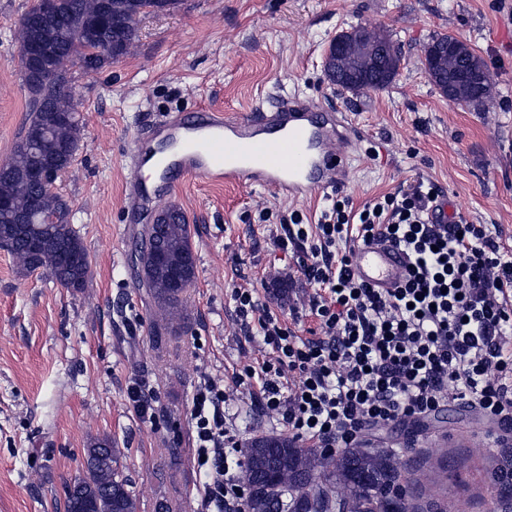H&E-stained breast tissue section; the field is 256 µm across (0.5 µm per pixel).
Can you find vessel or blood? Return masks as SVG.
Wrapping results in <instances>:
<instances>
[{
    "instance_id": "obj_1",
    "label": "vessel or blood",
    "mask_w": 512,
    "mask_h": 512,
    "mask_svg": "<svg viewBox=\"0 0 512 512\" xmlns=\"http://www.w3.org/2000/svg\"><path fill=\"white\" fill-rule=\"evenodd\" d=\"M360 135L346 114L321 117L314 105L292 97L270 114L228 117L202 108L192 121L174 118L156 126L154 144L134 140V167L152 164L159 183L132 178L131 207L141 216L157 211L164 186L193 176L300 199L345 182L347 154L335 143ZM405 262L396 246L373 242L356 250L353 272L372 287L391 288L402 279Z\"/></svg>"
}]
</instances>
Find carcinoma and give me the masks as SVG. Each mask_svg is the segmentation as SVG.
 Returning a JSON list of instances; mask_svg holds the SVG:
<instances>
[{
  "mask_svg": "<svg viewBox=\"0 0 512 512\" xmlns=\"http://www.w3.org/2000/svg\"><path fill=\"white\" fill-rule=\"evenodd\" d=\"M59 3L57 19L42 21L32 7L22 15L15 30L20 47L29 43L39 46L44 60L60 65L64 71L60 82L39 84L30 90V117L9 158L12 175L0 177V197L12 199L21 212L31 209V196L23 190V184L32 179L34 169L57 174L67 171L74 161L80 120L70 69L77 67L86 74L102 69L106 61L101 49L107 44L118 55L126 56L137 38L136 18L149 12L156 0ZM362 31L366 38L357 44L359 59L372 62L380 59V52L394 51L391 77L379 86L385 89L400 69V49L384 30L364 27ZM435 45L458 48L444 60L448 72L459 68L462 55L474 65L467 71L469 86L462 89L464 97L458 103L480 106L489 101L493 78L482 58L458 38L441 35L424 46L426 67ZM34 192L39 209L32 223L15 224L0 212V247L11 253L25 273L37 269L58 272L63 278L61 285L83 287L91 265L82 239L72 228L67 236L60 237L57 225L42 223L46 215L60 222L71 218L67 202L48 187L37 184ZM158 221L165 226L154 245L158 256L151 259L149 250L144 262L148 265V287L162 310V320L172 326L180 317L183 294L196 280V260L181 209L164 207ZM120 459L121 450L107 441L88 449L83 475L67 487V512H136V497L129 489ZM244 478L249 486L246 512H280L277 488L299 495L296 504L289 505L292 512H332L341 501L350 512H409L404 497L391 493L394 487L402 488L404 476L389 448H343L325 454L286 438L281 448H247Z\"/></svg>",
  "mask_w": 512,
  "mask_h": 512,
  "instance_id": "obj_1",
  "label": "carcinoma"
}]
</instances>
